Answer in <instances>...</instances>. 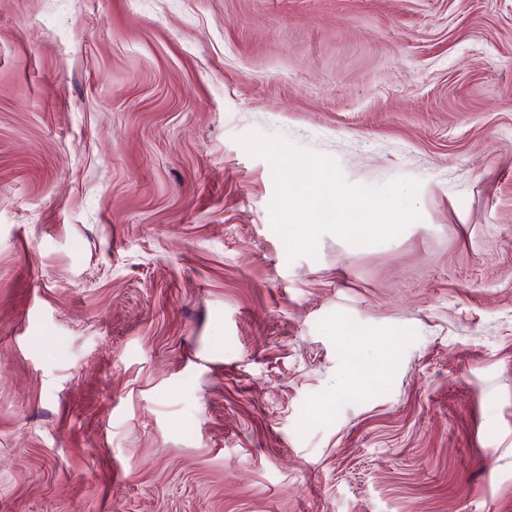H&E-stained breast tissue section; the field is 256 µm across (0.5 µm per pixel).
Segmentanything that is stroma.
I'll list each match as a JSON object with an SVG mask.
<instances>
[{
	"label": "stroma",
	"instance_id": "stroma-1",
	"mask_svg": "<svg viewBox=\"0 0 512 512\" xmlns=\"http://www.w3.org/2000/svg\"><path fill=\"white\" fill-rule=\"evenodd\" d=\"M251 130L422 221L289 260ZM0 512H512V0H0Z\"/></svg>",
	"mask_w": 512,
	"mask_h": 512
}]
</instances>
